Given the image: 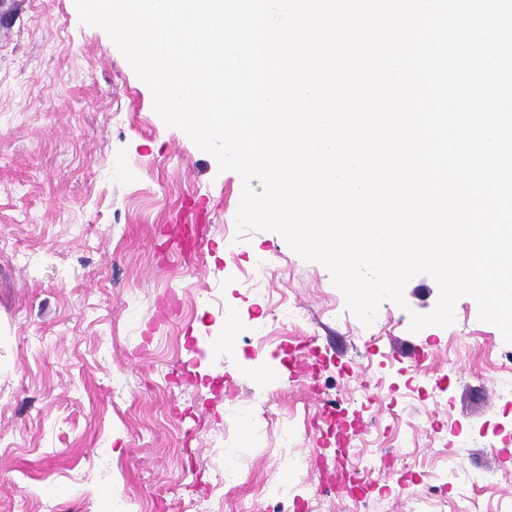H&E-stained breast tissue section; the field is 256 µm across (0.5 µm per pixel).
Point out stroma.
<instances>
[{"mask_svg":"<svg viewBox=\"0 0 512 512\" xmlns=\"http://www.w3.org/2000/svg\"><path fill=\"white\" fill-rule=\"evenodd\" d=\"M242 188L73 0H0V512H113L126 491L147 512H407L411 493L461 512L473 472L475 512H512V344L468 296L411 331L438 301L426 274L363 325L324 265L238 231ZM279 302L300 329L269 324ZM263 390L243 430L227 399ZM337 394L363 434L346 469L379 457L389 483L268 497L282 425L303 427L312 477L332 466Z\"/></svg>","mask_w":512,"mask_h":512,"instance_id":"1","label":"stroma"}]
</instances>
